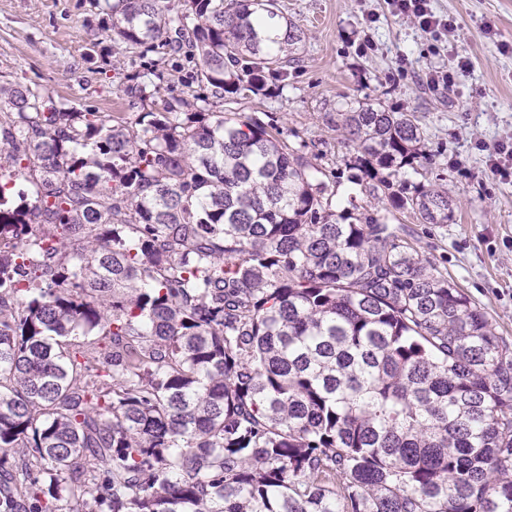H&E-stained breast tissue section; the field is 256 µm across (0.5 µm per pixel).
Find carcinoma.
Instances as JSON below:
<instances>
[{"instance_id": "obj_1", "label": "carcinoma", "mask_w": 512, "mask_h": 512, "mask_svg": "<svg viewBox=\"0 0 512 512\" xmlns=\"http://www.w3.org/2000/svg\"><path fill=\"white\" fill-rule=\"evenodd\" d=\"M93 5L204 92L111 124L0 83V512H512V346L397 217L454 221L415 113L338 112V212L224 111L300 60L275 0Z\"/></svg>"}]
</instances>
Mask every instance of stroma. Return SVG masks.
Wrapping results in <instances>:
<instances>
[{"mask_svg": "<svg viewBox=\"0 0 512 512\" xmlns=\"http://www.w3.org/2000/svg\"><path fill=\"white\" fill-rule=\"evenodd\" d=\"M276 2L308 34L301 58L285 84L226 100L225 111L268 113L290 144L321 155L335 172L353 154L336 128L342 105L415 113L436 156L423 178L447 187L455 221L420 224L407 212L400 221L512 343V181L487 164L497 145L512 143V0H430L434 13L458 25L454 38L441 41L394 17L385 0ZM101 21L90 0H0V80L39 84L84 111L129 123L143 110L124 92L134 74H158L155 110L188 95L183 72L102 37ZM366 37L374 48L362 55ZM458 55L472 63L467 76L448 87L423 82Z\"/></svg>", "mask_w": 512, "mask_h": 512, "instance_id": "1", "label": "stroma"}]
</instances>
